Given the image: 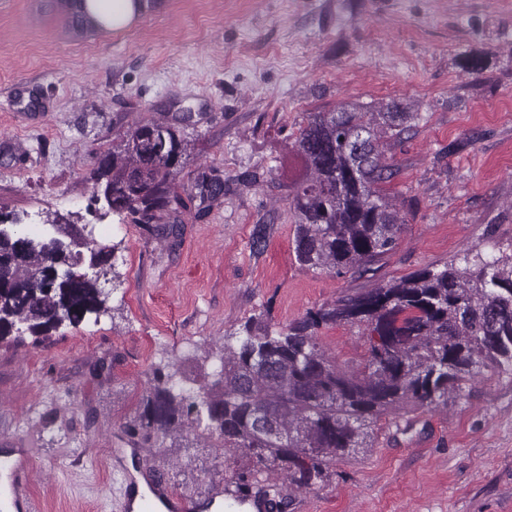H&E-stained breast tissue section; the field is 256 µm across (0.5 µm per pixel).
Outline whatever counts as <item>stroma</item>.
Wrapping results in <instances>:
<instances>
[{"label":"stroma","mask_w":512,"mask_h":512,"mask_svg":"<svg viewBox=\"0 0 512 512\" xmlns=\"http://www.w3.org/2000/svg\"><path fill=\"white\" fill-rule=\"evenodd\" d=\"M392 100L420 115L392 152L396 250L361 276L303 267L288 200L307 176L300 125ZM150 121L186 142L171 190L188 202L163 214L173 242L95 193L100 160ZM204 171L230 180L224 197L191 198ZM0 212L26 232L92 229L119 275L98 319L0 342V456L18 454L35 512H122L133 470L239 512L215 449L132 434L154 368L192 378L251 317L280 327L471 249L512 254V0H150L93 36L50 0H0ZM318 335L363 363L365 327ZM374 437L292 490L288 512H512V375L405 407Z\"/></svg>","instance_id":"obj_1"}]
</instances>
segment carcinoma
Instances as JSON below:
<instances>
[{
	"instance_id": "1",
	"label": "carcinoma",
	"mask_w": 512,
	"mask_h": 512,
	"mask_svg": "<svg viewBox=\"0 0 512 512\" xmlns=\"http://www.w3.org/2000/svg\"><path fill=\"white\" fill-rule=\"evenodd\" d=\"M77 8L83 28L108 23L84 0ZM415 118L396 100L375 109L342 103L307 116L294 147L309 178L288 193L301 265L355 274L396 248L405 220L384 184L400 169L381 140L402 144ZM184 152L172 127L137 126L98 168L111 210L176 237V225L160 223V213L172 202ZM194 189L218 198L224 180L203 176ZM83 254L90 274L76 271ZM110 259L81 237L66 244L0 227V341L20 328L40 336L106 312L108 293L98 284L118 278ZM337 323L371 328L362 368L338 365L320 342L317 330ZM218 361L196 390L184 386L177 364L156 368L133 433L145 442L195 435L223 451L236 500L254 495L270 512H286L285 487L330 478L337 460L372 447L374 426L401 405L433 410L485 370L512 374V256L468 252L279 328L251 318L239 335L224 337Z\"/></svg>"
}]
</instances>
